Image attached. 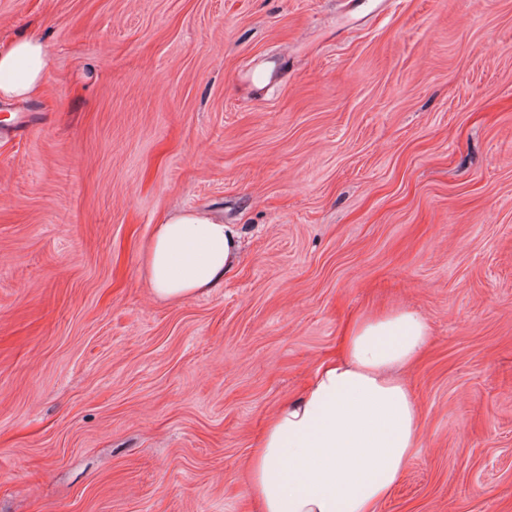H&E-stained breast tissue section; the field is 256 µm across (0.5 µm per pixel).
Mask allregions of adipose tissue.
Masks as SVG:
<instances>
[{"label": "adipose tissue", "instance_id": "adipose-tissue-1", "mask_svg": "<svg viewBox=\"0 0 512 512\" xmlns=\"http://www.w3.org/2000/svg\"><path fill=\"white\" fill-rule=\"evenodd\" d=\"M49 59L37 39L0 40V97L42 94ZM238 235L200 210L156 224L145 253L153 291L182 300L220 284ZM426 321L394 307L352 319L336 356L285 402L254 442L247 492L258 512H377L422 443L419 404L397 370L420 361Z\"/></svg>", "mask_w": 512, "mask_h": 512}]
</instances>
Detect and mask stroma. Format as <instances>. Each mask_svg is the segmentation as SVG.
<instances>
[{"instance_id":"stroma-1","label":"stroma","mask_w":512,"mask_h":512,"mask_svg":"<svg viewBox=\"0 0 512 512\" xmlns=\"http://www.w3.org/2000/svg\"><path fill=\"white\" fill-rule=\"evenodd\" d=\"M0 512H254L266 419L386 306L423 442L377 512H512V0H0ZM239 234L180 301L163 218ZM49 59L37 39L0 40V97L23 100L42 94ZM237 250V232L205 211L165 217L155 225L146 248L148 282L162 298L193 297L224 280Z\"/></svg>"}]
</instances>
